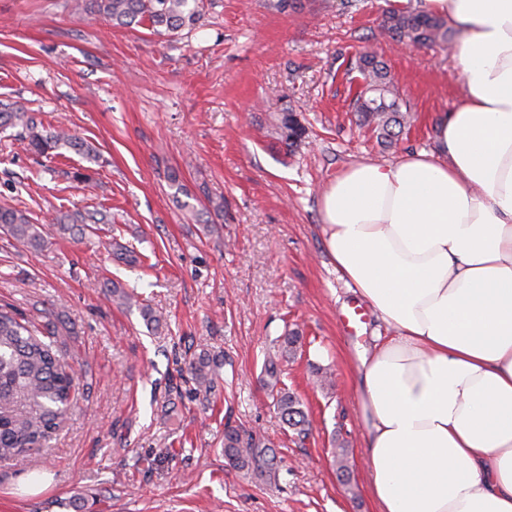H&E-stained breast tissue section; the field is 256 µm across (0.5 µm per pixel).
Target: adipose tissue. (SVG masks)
I'll return each instance as SVG.
<instances>
[{
    "instance_id": "1",
    "label": "adipose tissue",
    "mask_w": 512,
    "mask_h": 512,
    "mask_svg": "<svg viewBox=\"0 0 512 512\" xmlns=\"http://www.w3.org/2000/svg\"><path fill=\"white\" fill-rule=\"evenodd\" d=\"M463 98L430 150L319 197L336 269L392 326L358 357L377 512H512V0H423Z\"/></svg>"
}]
</instances>
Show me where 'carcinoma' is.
<instances>
[{
    "instance_id": "carcinoma-1",
    "label": "carcinoma",
    "mask_w": 512,
    "mask_h": 512,
    "mask_svg": "<svg viewBox=\"0 0 512 512\" xmlns=\"http://www.w3.org/2000/svg\"><path fill=\"white\" fill-rule=\"evenodd\" d=\"M202 0H75L74 9L94 12L114 26L149 24L153 33L175 35L193 25ZM384 28L397 41L426 46L448 41L446 20L422 10L404 8L384 12ZM362 90L355 99L362 125L374 128L391 145L398 130L408 122L401 111L393 77L386 63L366 51L359 57ZM21 125L28 131V145L49 156L63 146L90 153L88 145L63 129H38L27 114L7 103H0V127ZM288 145L301 139L305 128L293 112L279 117ZM0 230L26 247L39 249L46 242L45 225L35 222L24 211L0 206ZM50 330L31 326L18 310L0 305V460L43 447L61 428L75 404L76 372L61 360ZM220 363L202 354L188 364L197 385L212 388ZM282 370L276 358L265 360L263 385L275 401L280 418L298 434H306L310 423L299 399L282 387ZM224 456L229 465L263 473L270 469L268 447L261 440L244 436L236 429L224 430Z\"/></svg>"
}]
</instances>
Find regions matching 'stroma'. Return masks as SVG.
Here are the masks:
<instances>
[{"instance_id":"1","label":"stroma","mask_w":512,"mask_h":512,"mask_svg":"<svg viewBox=\"0 0 512 512\" xmlns=\"http://www.w3.org/2000/svg\"><path fill=\"white\" fill-rule=\"evenodd\" d=\"M70 0H0V101L42 127L64 121L94 156L27 147L0 129V205L39 222L106 209L83 237L53 231L32 250L0 232V304L55 341L80 380L77 406L44 448L0 461V512H375L357 395L360 351L390 329L375 310L357 331L358 297L324 246L319 195L357 162L433 146L437 116L459 101L447 49L399 44L388 4L421 0H204L172 37L71 13ZM374 49L412 121L397 146L361 126L357 60ZM305 134L282 141L275 118ZM131 244L145 256L116 257ZM114 282L130 297L112 301ZM162 316L149 326L142 306ZM302 344L284 382L310 420L282 424L261 379L279 336ZM202 353L222 366L210 391L186 372ZM330 369L333 387L311 383ZM269 444L262 476L230 466L224 430ZM347 448L350 486L332 448Z\"/></svg>"}]
</instances>
